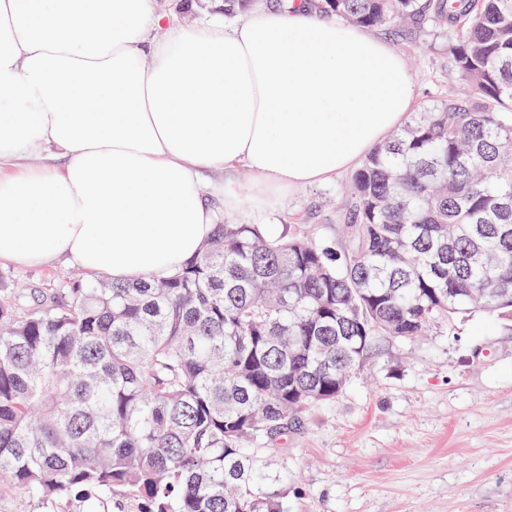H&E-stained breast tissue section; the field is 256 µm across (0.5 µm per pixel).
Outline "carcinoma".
Returning a JSON list of instances; mask_svg holds the SVG:
<instances>
[{"label": "carcinoma", "instance_id": "carcinoma-1", "mask_svg": "<svg viewBox=\"0 0 512 512\" xmlns=\"http://www.w3.org/2000/svg\"><path fill=\"white\" fill-rule=\"evenodd\" d=\"M448 25L450 96L365 155L344 246L218 224L176 274L16 288L0 274V490L46 512H286L256 448L334 400L378 336L512 320V0H323Z\"/></svg>", "mask_w": 512, "mask_h": 512}]
</instances>
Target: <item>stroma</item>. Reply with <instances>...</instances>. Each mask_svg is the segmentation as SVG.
<instances>
[{"label": "stroma", "instance_id": "stroma-1", "mask_svg": "<svg viewBox=\"0 0 512 512\" xmlns=\"http://www.w3.org/2000/svg\"><path fill=\"white\" fill-rule=\"evenodd\" d=\"M186 24L223 18L224 0H155ZM403 56L413 111L464 96L438 27L375 29ZM349 173L287 193L264 212L246 170L225 175L239 199L233 224L311 231L343 246ZM0 271L24 284L80 277L65 263ZM301 428L259 453L256 465L287 490L286 512H512V322L484 315L439 327L419 341L380 338L336 399L304 411Z\"/></svg>", "mask_w": 512, "mask_h": 512}]
</instances>
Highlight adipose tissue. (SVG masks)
<instances>
[{
    "instance_id": "1",
    "label": "adipose tissue",
    "mask_w": 512,
    "mask_h": 512,
    "mask_svg": "<svg viewBox=\"0 0 512 512\" xmlns=\"http://www.w3.org/2000/svg\"><path fill=\"white\" fill-rule=\"evenodd\" d=\"M400 54L312 5L184 25L154 0H0V260L113 281L177 271L237 198L353 167L410 110ZM59 168L8 164L34 153Z\"/></svg>"
}]
</instances>
